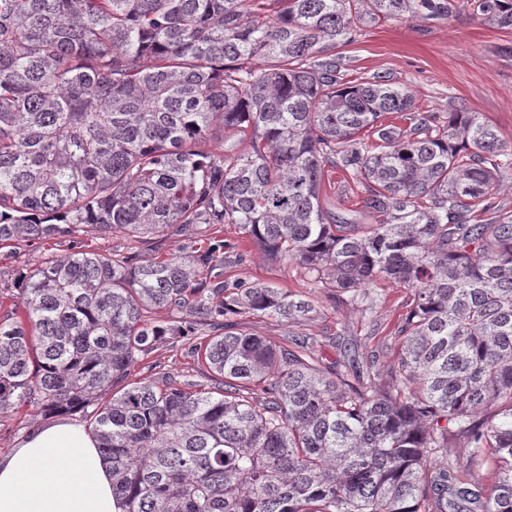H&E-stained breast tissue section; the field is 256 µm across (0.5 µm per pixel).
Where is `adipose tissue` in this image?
<instances>
[{"label":"adipose tissue","mask_w":512,"mask_h":512,"mask_svg":"<svg viewBox=\"0 0 512 512\" xmlns=\"http://www.w3.org/2000/svg\"><path fill=\"white\" fill-rule=\"evenodd\" d=\"M94 435L65 420L0 459V512H118Z\"/></svg>","instance_id":"obj_1"}]
</instances>
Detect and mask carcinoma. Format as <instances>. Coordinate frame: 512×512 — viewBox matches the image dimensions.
<instances>
[{
    "label": "carcinoma",
    "instance_id": "cac0c4a2",
    "mask_svg": "<svg viewBox=\"0 0 512 512\" xmlns=\"http://www.w3.org/2000/svg\"><path fill=\"white\" fill-rule=\"evenodd\" d=\"M466 10L512 28V0H0V248L88 224L161 239L236 224L366 316L369 284L411 290L387 390L351 343L329 377L308 343L235 328L227 315L304 325L317 308L207 284L214 246L55 256L0 318V409L80 413L120 512H512V211L495 205L512 148L475 112L344 79L334 55L369 24ZM335 169L365 222L324 203ZM163 308L213 329L191 354L217 388L132 378L190 332L145 318ZM443 420L492 468L493 497L432 464Z\"/></svg>",
    "mask_w": 512,
    "mask_h": 512
}]
</instances>
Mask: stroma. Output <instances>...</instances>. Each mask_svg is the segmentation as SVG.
Returning a JSON list of instances; mask_svg holds the SVG:
<instances>
[{"label": "stroma", "mask_w": 512, "mask_h": 512, "mask_svg": "<svg viewBox=\"0 0 512 512\" xmlns=\"http://www.w3.org/2000/svg\"><path fill=\"white\" fill-rule=\"evenodd\" d=\"M336 56L348 78L386 74L411 89L420 110L450 112L463 107L479 113L496 127L503 142L512 147V29H505L468 13L448 21L388 20L367 28L356 41L341 46ZM225 246L219 249L205 277L223 281L256 280L297 294L313 297L318 313L303 325L288 324L259 312L235 316L238 329L266 337L285 346L308 336L314 340V355L320 368L334 369L341 358L338 339L357 346L360 364L378 360L392 365L395 359V328L405 312L409 291L402 285L380 281L366 291L376 301L373 319H364L357 306L336 300L329 288L312 287L299 266L268 259L253 244L244 241L237 225H221L217 235ZM88 245L117 258L137 256L148 260L159 253L193 254L192 237L141 240L120 232L99 234L86 228L76 239L19 245L0 251V284L5 297L20 275L31 272L44 259L71 252L73 245ZM190 341L158 347L133 368L137 378L167 376L181 384L211 386L190 354ZM46 420L33 405L0 410V458L10 455Z\"/></svg>", "instance_id": "1"}]
</instances>
